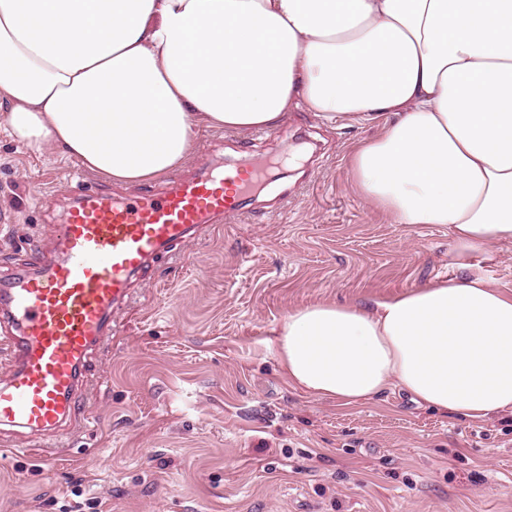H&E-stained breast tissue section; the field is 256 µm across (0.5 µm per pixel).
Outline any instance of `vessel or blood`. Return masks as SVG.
<instances>
[{"label":"vessel or blood","instance_id":"b4317fda","mask_svg":"<svg viewBox=\"0 0 512 512\" xmlns=\"http://www.w3.org/2000/svg\"><path fill=\"white\" fill-rule=\"evenodd\" d=\"M262 180L257 164L218 169L205 162L159 193L116 198L82 187L52 253L30 244L27 266L0 281V324L11 327L12 353L11 372L0 381V428L68 430L89 364L111 335L131 281L203 226L239 213Z\"/></svg>","mask_w":512,"mask_h":512}]
</instances>
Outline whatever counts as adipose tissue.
Returning a JSON list of instances; mask_svg holds the SVG:
<instances>
[{
  "instance_id": "obj_1",
  "label": "adipose tissue",
  "mask_w": 512,
  "mask_h": 512,
  "mask_svg": "<svg viewBox=\"0 0 512 512\" xmlns=\"http://www.w3.org/2000/svg\"><path fill=\"white\" fill-rule=\"evenodd\" d=\"M302 109L381 120L350 158L397 224H444L463 277L279 325L289 382L346 405L388 390L512 415V293L469 260L512 241V0H0V122L121 184L189 158L199 127Z\"/></svg>"
}]
</instances>
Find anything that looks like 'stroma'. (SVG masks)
Instances as JSON below:
<instances>
[{"instance_id": "1", "label": "stroma", "mask_w": 512, "mask_h": 512, "mask_svg": "<svg viewBox=\"0 0 512 512\" xmlns=\"http://www.w3.org/2000/svg\"><path fill=\"white\" fill-rule=\"evenodd\" d=\"M378 122L291 113L199 129L183 173L263 162L241 213L148 269L112 318L81 395L89 422L51 458L0 431V512H512V416L471 422L386 393L344 406L293 388L272 343L288 311L366 304L457 275L448 228L396 224L354 190ZM102 182L0 129V272L50 246L71 190ZM512 291V242L471 261Z\"/></svg>"}]
</instances>
